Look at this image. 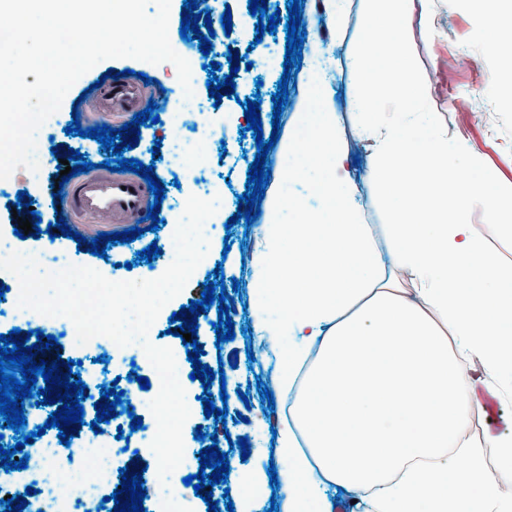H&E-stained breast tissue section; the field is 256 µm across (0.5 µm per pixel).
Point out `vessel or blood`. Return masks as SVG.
I'll use <instances>...</instances> for the list:
<instances>
[{"instance_id": "obj_1", "label": "vessel or blood", "mask_w": 512, "mask_h": 512, "mask_svg": "<svg viewBox=\"0 0 512 512\" xmlns=\"http://www.w3.org/2000/svg\"><path fill=\"white\" fill-rule=\"evenodd\" d=\"M113 105L138 103V89L125 81H106ZM153 198L145 179L135 174L93 172L72 179L64 216L68 223L92 219L97 224H135L146 217Z\"/></svg>"}]
</instances>
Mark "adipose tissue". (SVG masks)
Masks as SVG:
<instances>
[{
    "instance_id": "1",
    "label": "adipose tissue",
    "mask_w": 512,
    "mask_h": 512,
    "mask_svg": "<svg viewBox=\"0 0 512 512\" xmlns=\"http://www.w3.org/2000/svg\"><path fill=\"white\" fill-rule=\"evenodd\" d=\"M355 181L324 63L299 75L301 110L278 153L250 242L252 331L291 398L277 430L285 512H512V429L463 437L490 401L512 400V263L467 216L512 234V186L434 115L410 59L414 0H364ZM385 198L370 224L360 183ZM497 451L488 463L485 449Z\"/></svg>"
}]
</instances>
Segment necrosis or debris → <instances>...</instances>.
<instances>
[{
  "label": "necrosis or debris",
  "instance_id": "obj_1",
  "mask_svg": "<svg viewBox=\"0 0 512 512\" xmlns=\"http://www.w3.org/2000/svg\"><path fill=\"white\" fill-rule=\"evenodd\" d=\"M171 97L177 110L172 120L173 134L167 144L166 164L178 173L201 154L211 139V129L206 119L207 107L186 97L179 86L173 89ZM0 286L6 289L0 297V327L24 332L39 329L73 343L72 371L86 385L83 407L88 420L96 418L94 404L100 399L102 385H115L126 399L118 407V416L104 424L101 433L71 438L66 445L61 444L55 433L37 435L36 429L48 408L36 404L34 399H25L26 426L18 432L7 427L0 429V446L7 448L16 445L22 437H30V445L24 448L29 460L24 469L0 472V500L27 496L31 512H114L109 497L116 487L115 459L123 456L125 447H149L157 431L148 398L135 394L133 382L127 379L130 371L150 369L144 350L137 344L119 347L104 336L93 338L87 345H77L75 327L69 319L46 317L19 308V283L13 275L0 271ZM134 415L143 421L137 438L119 439L118 426L128 425ZM29 487L34 488V495H26Z\"/></svg>",
  "mask_w": 512,
  "mask_h": 512
}]
</instances>
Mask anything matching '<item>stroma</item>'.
<instances>
[{"mask_svg":"<svg viewBox=\"0 0 512 512\" xmlns=\"http://www.w3.org/2000/svg\"><path fill=\"white\" fill-rule=\"evenodd\" d=\"M183 3L184 0H171L169 39L172 47L189 46L194 51L197 65H206L210 60L218 62L224 75L231 73L227 65L229 49H237L243 65L238 73H231L236 83L234 98L221 99L218 108L212 109L208 116L209 123L215 128V137L200 161L215 180L224 183V205L212 218L213 223L223 224L237 212L238 197L246 190L250 160L257 153L253 137L245 138L240 134L241 129L247 126L240 102L246 98H260L262 129L264 133H271V98L283 73L286 28L281 25L276 33L257 36L258 19L250 15L248 0H210L209 11L215 36L210 54L205 55L198 52L197 42H185L180 35ZM226 11L232 14V29L228 32L221 24V16ZM300 12L301 25L307 32L302 54L307 57L318 50L331 57L336 98L342 104L344 145L350 155L359 157L360 161H368V145L358 136L362 115L354 103L360 76L349 65L350 57L358 49V34L366 22L364 2L349 0L347 33L342 37L337 36L326 19L324 0H302ZM434 25L436 36H428L421 15L417 12L405 25V36L414 62L432 85L433 105L449 132L460 134L476 145L488 165L498 171L501 181L512 185V107L501 103L497 94L499 75L506 62L489 54L487 40L471 9L453 5L451 0H440ZM452 52L462 59V66L449 68L448 55ZM126 69L148 75V83L140 87L142 101L156 102L163 112L173 111L174 104L169 100L167 91L177 84L178 79L171 63L154 65L132 58L99 62L72 85L59 110L49 118L42 130L43 140L49 141L55 154L45 164L38 181L16 182L14 195L0 200V228L6 231H13L20 220L30 219L31 215H38L41 219L40 236H26L21 242L23 248L35 249L53 244L64 247L71 252L76 265L88 266L100 272L108 271L113 281L154 279L165 271L168 266L166 256H159L149 263L137 260L136 253L152 241H164L171 225L179 221L173 209L174 203L186 200L195 192L192 174L174 175L167 169L165 160L153 159L152 150L156 141H168L171 129L148 123L140 128L138 147L125 151L124 156L153 165L157 181L165 189V198L160 207L163 223L158 231L145 232L131 249L123 244L112 246L114 268L110 271L106 270L103 258L78 249L76 240L60 234L49 236L48 226L58 223L62 215L60 205L54 201L55 187L62 180L59 161L67 159L75 149L87 161L95 164L109 158L96 140L66 134L65 129L75 119L85 129L100 125L118 129L130 122L132 112L105 111L101 91L94 86L102 75L110 72L116 74ZM470 96L479 97L487 106L485 124H473L469 113L457 109L458 100ZM19 191L27 192L29 197L43 199L42 208L33 213L28 207L16 206L15 194ZM245 229V223L240 222L232 226L229 237L218 236L211 240L207 256L194 271L187 287L165 305L150 332L160 335L163 344H175V336L168 333L170 317L181 307L189 305L191 298L207 284V276L215 266H222L225 282H239L241 297L234 301L231 313L236 328L235 338L222 343L220 352L210 354L208 358L210 368L220 367L225 371L224 382H213L212 393H219L223 388L233 393L227 404L226 427L229 435L219 438L218 446L227 453L229 465L239 481L255 488L249 502H235V512H268L272 507L282 512L285 495L280 490L272 491L267 470L271 467L279 472L285 469L284 461L271 459L270 454L276 446L272 431L280 425L288 397L278 391L264 361L247 358L248 351L254 348V340L250 332L251 314L245 309L246 304L253 301L244 269L245 263L251 258L250 240L244 235ZM177 363L179 381L186 391L190 409V417L183 427L184 452L192 455L205 446L204 441L195 437L196 427H209L210 421L206 419L203 404L198 398L201 383L191 380L192 367L186 355H179ZM257 381L272 391V401L261 399L258 390L253 387ZM240 389L245 392L241 398L236 395ZM241 437L247 438L250 444V455L245 459L241 458L239 450L230 449L228 445L229 440Z\"/></svg>","mask_w":512,"mask_h":512,"instance_id":"obj_1","label":"stroma"}]
</instances>
